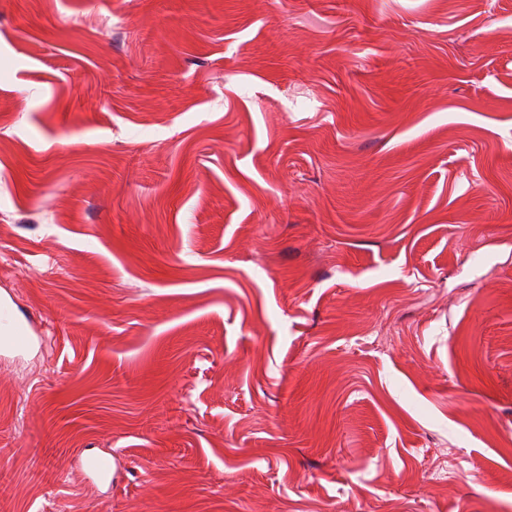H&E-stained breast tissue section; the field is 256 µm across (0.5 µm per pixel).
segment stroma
Returning a JSON list of instances; mask_svg holds the SVG:
<instances>
[{
	"mask_svg": "<svg viewBox=\"0 0 512 512\" xmlns=\"http://www.w3.org/2000/svg\"><path fill=\"white\" fill-rule=\"evenodd\" d=\"M0 305V512H512V0H0Z\"/></svg>",
	"mask_w": 512,
	"mask_h": 512,
	"instance_id": "obj_1",
	"label": "stroma"
}]
</instances>
